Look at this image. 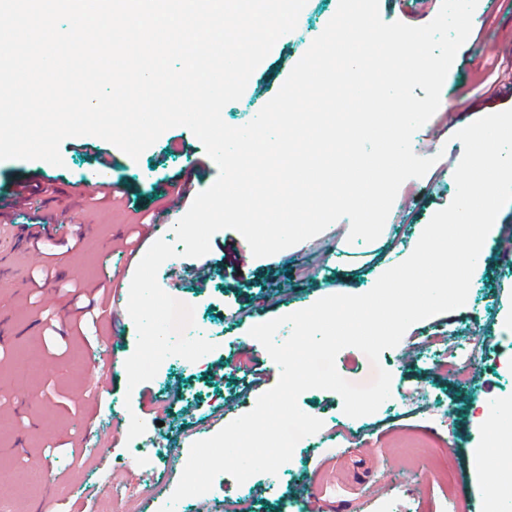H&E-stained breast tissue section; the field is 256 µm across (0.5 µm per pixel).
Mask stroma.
Segmentation results:
<instances>
[{"mask_svg": "<svg viewBox=\"0 0 512 512\" xmlns=\"http://www.w3.org/2000/svg\"><path fill=\"white\" fill-rule=\"evenodd\" d=\"M470 44H463L445 78L441 104L412 138L417 155L442 157L420 178L405 181L397 194L381 235L374 241H348L349 219H341L319 235L273 255L254 257L248 243L234 230L223 229L210 239L207 254L215 274L207 285L190 276L189 257L164 262L157 280L161 288L194 308L196 331L215 343L214 355L191 362L179 356L163 361L156 376L128 389L125 362L136 346L137 333L127 311H120L112 379L98 397L97 414L103 427L101 448L82 464L72 462L65 445L83 419L71 413L65 399H80L93 383L87 361L91 344L105 335V327L86 326L72 335L75 313L60 295V284L43 286L32 300V276L54 268L68 282H104L107 272L131 282L142 251L155 237L141 233L139 253L125 244L126 230L136 210L157 209L167 181L195 166L202 188H209L218 169L200 140L182 126L174 127L139 157L117 153L111 181L131 190L117 206H96L85 199L96 173L93 147L97 137L65 139L62 165L42 160H0V189L27 173L30 183H54L40 211L16 210L19 224H71L93 227L80 249L66 251L60 241L21 243L15 255L21 279L0 287V312L9 314L11 336L4 343L8 355L0 360V501L13 512H34L48 498L52 512H70L72 486L89 487L95 512H123L108 491L109 480H129L146 487L135 512H158L174 491L193 442L206 439L253 408L272 388L279 368L250 329L336 294L368 292L382 273L404 261L409 241L420 238L432 216L454 198L451 176L463 145L455 134L473 121L512 109V94L495 101L480 97ZM304 48H288L277 41L255 69L245 98L222 110L225 123L240 127L250 122L278 92L281 82L304 55ZM180 137L179 152H167L171 137ZM512 245V202L499 211L485 240L486 257L473 273L464 306L413 324L401 342L371 362L360 350L348 347L336 358L346 380L370 383L376 368L391 375V395L379 409L360 418L348 417L341 396L311 389L298 399L300 409L319 418L322 428L301 439L292 458L277 474L260 473L244 483L218 475L205 495L182 500L181 512H207L219 504L223 512H374L369 498L390 499L396 512H448L450 501L463 503L465 512H512V500L496 498L486 462L488 445L499 441L500 457L512 458V440L499 438L490 428L478 427L484 406L512 407V262L500 259L499 249ZM112 251V266L104 268L102 252ZM54 315L56 325L69 332L67 352L55 359L56 337L45 331L43 319ZM453 336L473 356L469 365L457 360L449 343L436 335ZM222 356L223 380L209 376L213 356ZM250 361L254 371L237 370ZM165 400L166 417L156 421L148 412L151 398ZM223 403L224 416L211 417L213 404ZM147 429L128 439L131 416ZM56 442L42 454L45 440ZM452 452V489L444 491L433 471V453Z\"/></svg>", "mask_w": 512, "mask_h": 512, "instance_id": "1", "label": "stroma"}]
</instances>
